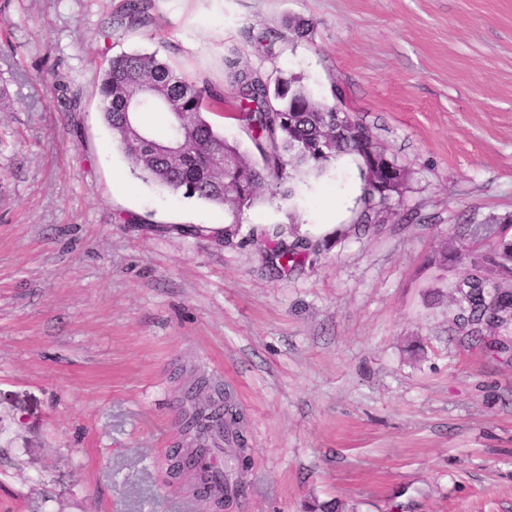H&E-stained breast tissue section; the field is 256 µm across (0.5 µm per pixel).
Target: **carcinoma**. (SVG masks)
Returning a JSON list of instances; mask_svg holds the SVG:
<instances>
[{"mask_svg":"<svg viewBox=\"0 0 512 512\" xmlns=\"http://www.w3.org/2000/svg\"><path fill=\"white\" fill-rule=\"evenodd\" d=\"M152 7L153 0H125L117 24L147 27L153 23ZM224 74L235 91L232 116L241 123L248 147L224 137L209 119L210 112L224 111V93L173 66L156 51L112 57L99 84L100 111L140 179L222 208L224 238L229 239L256 205L292 198L298 175L319 173L337 156L350 154L360 158L363 175L354 228L364 231L385 222L391 205L404 194L407 173L393 161L385 176H370L372 160L381 165L389 157L366 124L357 119L347 127L336 124V104L316 98L301 77L282 73L272 77L244 65L236 48L225 56ZM129 106L153 139L154 153L142 147L140 136L129 125ZM145 113L164 119V135H156L143 121ZM312 252L309 242L298 239L275 247L273 257L281 269L292 270ZM450 260L463 267L453 285L459 303L457 326L477 344L507 349L500 341L487 340L485 331L512 322V289L500 286V280L512 276V242L500 241L490 254L461 248L450 258L444 251L435 263L446 268ZM180 427L185 433L211 436L232 430L238 446L244 447L243 418L231 410L221 418L199 406L183 415Z\"/></svg>","mask_w":512,"mask_h":512,"instance_id":"obj_1","label":"carcinoma"}]
</instances>
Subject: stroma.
Returning a JSON list of instances; mask_svg holds the SVG:
<instances>
[{"mask_svg": "<svg viewBox=\"0 0 512 512\" xmlns=\"http://www.w3.org/2000/svg\"><path fill=\"white\" fill-rule=\"evenodd\" d=\"M123 3L0 0V512H213L167 455L220 388L249 457L224 512H512V325L507 351L472 346L432 263L474 225L485 252L512 239V0H155L151 27L104 39ZM231 47L371 128L408 173L395 215L354 231L343 155L229 239L181 233L224 211L131 173L101 69L156 50L220 87ZM299 238L320 253L276 271L273 243Z\"/></svg>", "mask_w": 512, "mask_h": 512, "instance_id": "obj_1", "label": "stroma"}]
</instances>
